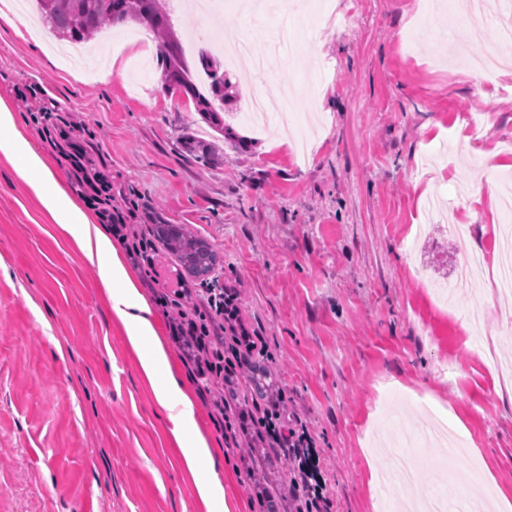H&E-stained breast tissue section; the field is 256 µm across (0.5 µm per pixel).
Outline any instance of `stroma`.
<instances>
[{"label": "stroma", "instance_id": "obj_1", "mask_svg": "<svg viewBox=\"0 0 512 512\" xmlns=\"http://www.w3.org/2000/svg\"><path fill=\"white\" fill-rule=\"evenodd\" d=\"M159 2L180 38L217 28L228 39L248 24L266 57L249 81L274 111L263 130L236 118L240 69L224 71L220 135L190 97L165 92L158 38L131 40L127 23L113 27L111 52L69 62L1 23L0 99L81 206L89 189L56 134L76 113L72 140L92 142L107 207L136 198L149 261L130 271L221 450L228 498L241 512H289L288 459L252 425L226 443L170 336L167 305L186 280L156 224L184 225L222 257L218 285L256 344L247 358L273 373L257 401L246 372L227 377L228 415L257 404L297 414L321 451L331 512H394L373 476L411 439L422 470L408 497L489 494L512 512V290L460 275L454 230L472 225L463 241L490 264L512 242L487 189L512 177V73L469 80L447 43L458 15L442 0H330L350 26L300 31L286 50L285 14L250 21L223 0L207 21ZM32 86L53 119L19 108ZM478 112L490 124L476 154L465 139ZM441 415L462 447L445 470L420 438ZM180 459L98 266L0 155V512H223L193 497Z\"/></svg>", "mask_w": 512, "mask_h": 512}]
</instances>
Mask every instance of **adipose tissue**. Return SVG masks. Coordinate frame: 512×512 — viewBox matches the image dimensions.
I'll list each match as a JSON object with an SVG mask.
<instances>
[{
    "label": "adipose tissue",
    "mask_w": 512,
    "mask_h": 512,
    "mask_svg": "<svg viewBox=\"0 0 512 512\" xmlns=\"http://www.w3.org/2000/svg\"><path fill=\"white\" fill-rule=\"evenodd\" d=\"M0 154L11 159L19 178L51 221L66 232L85 258L102 270V285L114 317L125 330L157 404L169 413L170 433L182 462L197 479L192 492L206 505L225 504L224 483L215 474L216 449L196 422L194 399L171 373L169 354L158 337L151 309L118 249L92 214L67 193L53 162L18 129L13 112L0 101ZM208 477H201V470Z\"/></svg>",
    "instance_id": "obj_1"
}]
</instances>
